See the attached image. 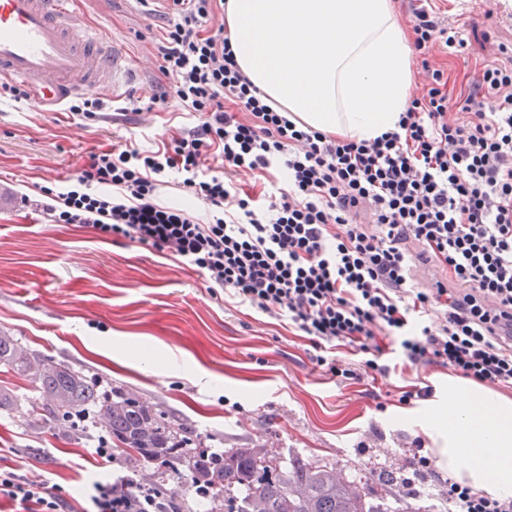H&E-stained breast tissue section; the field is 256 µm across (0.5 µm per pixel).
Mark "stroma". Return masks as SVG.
<instances>
[{
    "instance_id": "1",
    "label": "stroma",
    "mask_w": 512,
    "mask_h": 512,
    "mask_svg": "<svg viewBox=\"0 0 512 512\" xmlns=\"http://www.w3.org/2000/svg\"><path fill=\"white\" fill-rule=\"evenodd\" d=\"M466 45H435L430 61L448 78L453 97L468 94L491 46L512 48V0H433ZM88 23L121 40L146 61L118 93L103 91L116 122L77 123L68 112H42L0 99V332L33 354L98 376L103 388L134 390L161 402L196 429L203 447L260 448L283 462L314 460L343 469L374 501L395 512H448L432 482L419 497L388 492V464L422 437L419 420L448 388V371L424 366L385 379L344 383L312 363L310 344L287 320L211 293L202 275L170 253L104 242L76 224L47 222L35 201L70 178L92 151L111 144L157 148L195 122L156 112L141 123L159 78L139 0H113L109 13L82 0ZM431 386V400L402 401L412 387ZM0 388L14 398L0 408V467L32 473L85 502L108 468L78 434L53 416L32 415L41 396L0 367Z\"/></svg>"
}]
</instances>
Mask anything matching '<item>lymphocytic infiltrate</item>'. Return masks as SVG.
Listing matches in <instances>:
<instances>
[{
  "label": "lymphocytic infiltrate",
  "mask_w": 512,
  "mask_h": 512,
  "mask_svg": "<svg viewBox=\"0 0 512 512\" xmlns=\"http://www.w3.org/2000/svg\"><path fill=\"white\" fill-rule=\"evenodd\" d=\"M150 10L162 74L151 104L197 121L154 150L112 146L75 178L44 188L38 206L55 224L103 241L170 252L254 312L287 317L337 380L436 366L476 383L512 388V56L487 61L448 115L442 70L425 81L396 130L346 140L297 126L274 111L240 70L218 17L225 0H171ZM413 45L463 46L420 0H409ZM255 179L239 184L237 175ZM177 185L207 219L158 202ZM426 260L445 271L416 282ZM350 348L357 368L334 352ZM65 426L108 464L92 485L93 512H183L167 481L129 468L89 413ZM400 485L418 496L435 474L422 440L404 446ZM448 512H512L446 477ZM0 500L22 512H78L61 488L0 469Z\"/></svg>",
  "instance_id": "obj_1"
}]
</instances>
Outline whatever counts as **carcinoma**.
Returning a JSON list of instances; mask_svg holds the SVG:
<instances>
[{
    "label": "carcinoma",
    "instance_id": "obj_1",
    "mask_svg": "<svg viewBox=\"0 0 512 512\" xmlns=\"http://www.w3.org/2000/svg\"><path fill=\"white\" fill-rule=\"evenodd\" d=\"M0 366L29 379L48 401V414L64 417L81 410L95 412L106 424L116 447L147 465L162 468L182 486L202 484L224 498V512H391L357 490L333 467L296 460L284 466L257 448H226L207 454L192 428L172 422L173 413L132 391L113 390L112 399L99 382L70 366L43 359L0 333Z\"/></svg>",
    "mask_w": 512,
    "mask_h": 512
}]
</instances>
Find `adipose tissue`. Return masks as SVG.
<instances>
[{
	"mask_svg": "<svg viewBox=\"0 0 512 512\" xmlns=\"http://www.w3.org/2000/svg\"><path fill=\"white\" fill-rule=\"evenodd\" d=\"M244 75L290 120L371 140L395 130L414 63L391 0H226ZM438 464L474 492L512 498V401L461 383L420 421Z\"/></svg>",
	"mask_w": 512,
	"mask_h": 512,
	"instance_id": "1",
	"label": "adipose tissue"
}]
</instances>
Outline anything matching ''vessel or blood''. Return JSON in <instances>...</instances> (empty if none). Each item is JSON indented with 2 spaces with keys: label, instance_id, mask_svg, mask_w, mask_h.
<instances>
[{
  "label": "vessel or blood",
  "instance_id": "1",
  "mask_svg": "<svg viewBox=\"0 0 512 512\" xmlns=\"http://www.w3.org/2000/svg\"><path fill=\"white\" fill-rule=\"evenodd\" d=\"M80 0H0V84L39 106L92 89L120 88L134 70L122 43L91 30Z\"/></svg>",
  "mask_w": 512,
  "mask_h": 512
}]
</instances>
